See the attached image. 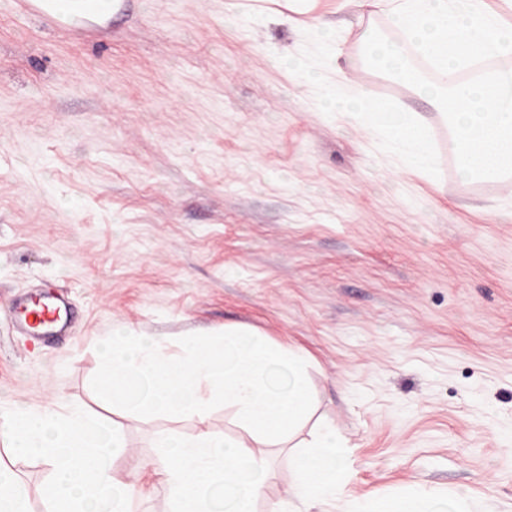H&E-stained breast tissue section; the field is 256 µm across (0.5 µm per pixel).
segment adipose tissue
I'll return each instance as SVG.
<instances>
[{
    "label": "adipose tissue",
    "instance_id": "ef3b65f1",
    "mask_svg": "<svg viewBox=\"0 0 512 512\" xmlns=\"http://www.w3.org/2000/svg\"><path fill=\"white\" fill-rule=\"evenodd\" d=\"M36 6L65 24L106 20L118 10L117 0H36ZM359 109L388 142L403 150L409 164L433 170L436 157L428 148L427 123L380 114L366 101ZM0 439L14 455L38 456L50 467L51 478L43 489L46 512H90L91 502L98 500L108 502L109 512H127L134 487L112 471L114 456L127 450L120 426H105L79 410L59 418L19 409L0 414ZM153 446V464L168 488L167 512H214L213 494L219 488L232 492L224 501V512H256L268 463L245 440L205 430L181 439L161 431ZM289 467L291 492L308 501L333 499L345 492V450L328 427L315 431L309 451L290 456Z\"/></svg>",
    "mask_w": 512,
    "mask_h": 512
}]
</instances>
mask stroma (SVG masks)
Listing matches in <instances>:
<instances>
[{"label":"stroma","mask_w":512,"mask_h":512,"mask_svg":"<svg viewBox=\"0 0 512 512\" xmlns=\"http://www.w3.org/2000/svg\"><path fill=\"white\" fill-rule=\"evenodd\" d=\"M367 28L400 37L360 0H122L93 31L0 0V412L120 422L131 512L167 508L159 430L239 428L227 407L106 404L97 343L227 327L304 354L311 424L346 447L323 503L289 495L268 449L260 512H395L424 489L512 512V177L461 178L440 107L366 66ZM342 75L428 121L432 173L324 100ZM36 295L64 298L66 334L16 329ZM0 461L41 512L44 462L1 441Z\"/></svg>","instance_id":"stroma-1"}]
</instances>
